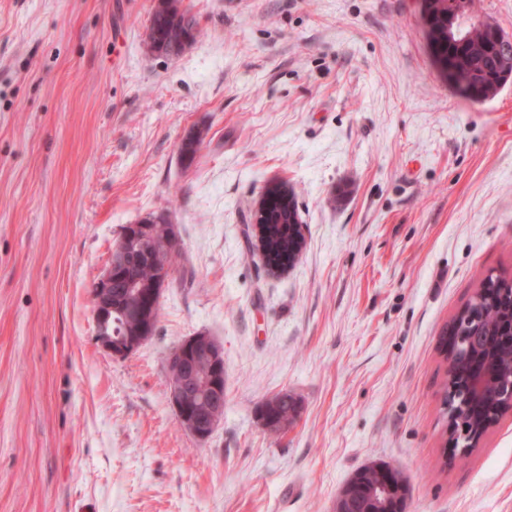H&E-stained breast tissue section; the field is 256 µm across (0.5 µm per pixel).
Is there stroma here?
Returning <instances> with one entry per match:
<instances>
[{
  "mask_svg": "<svg viewBox=\"0 0 512 512\" xmlns=\"http://www.w3.org/2000/svg\"><path fill=\"white\" fill-rule=\"evenodd\" d=\"M153 4L0 0V512H334L373 461L407 512H512V411L448 456L438 349L512 273V84L462 98L417 0H182L179 55L147 51ZM273 179L305 224L281 272L247 235ZM156 211L182 264L115 357L91 288ZM200 332L224 347L203 442L164 362ZM284 392L298 415L269 430ZM384 469L389 473L390 479L394 484L393 500L391 501L392 507H397V503L400 502L402 505V509L407 508L409 488L406 479L401 471L392 467L388 463L371 462L365 464L358 468L356 471H354V473L349 477L346 484L351 481L352 477L355 474H357L360 471H363L362 477L360 478L361 481L359 480V484L357 485V489L355 492L359 498H362L364 500L368 496L366 489H368V487H370L371 485L381 482L379 472H382ZM354 479L358 480L359 476L355 475Z\"/></svg>",
  "mask_w": 512,
  "mask_h": 512,
  "instance_id": "35a3bbf8",
  "label": "stroma"
}]
</instances>
